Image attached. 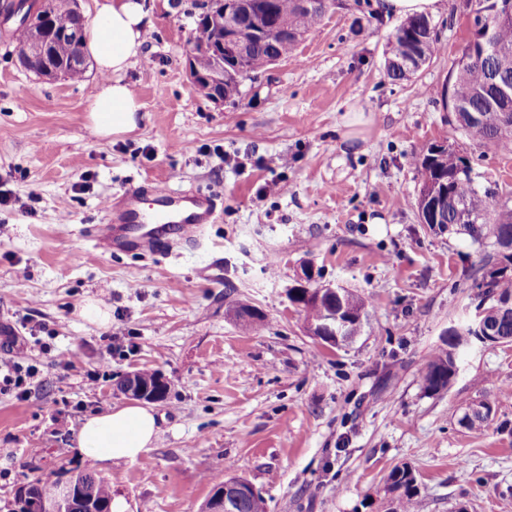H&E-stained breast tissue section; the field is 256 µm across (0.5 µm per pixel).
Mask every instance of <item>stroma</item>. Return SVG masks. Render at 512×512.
<instances>
[{"label":"stroma","mask_w":512,"mask_h":512,"mask_svg":"<svg viewBox=\"0 0 512 512\" xmlns=\"http://www.w3.org/2000/svg\"><path fill=\"white\" fill-rule=\"evenodd\" d=\"M197 2L148 0L149 37L123 75L142 118L109 140L87 121L94 62L82 80L43 79L0 27V361L20 353L35 371L25 392L0 387V512L34 480L93 469L78 431L125 403L118 384L134 371L168 390L152 404L155 443L98 471L127 512H200L228 475L267 512H390L403 465L421 512H512V343L472 342L445 393L422 383L444 331L472 314L496 246L420 223L414 160L453 145L479 188L512 197V153L455 130L440 96L469 37L465 0H440V50L401 81L385 65L397 20L335 0L221 106L187 72ZM276 180L287 193L270 191ZM148 181L217 196L220 220L193 248L97 249L104 201ZM306 264L365 302L361 332L341 345L309 335L289 299ZM90 300L106 325L81 317ZM236 302L260 326L231 317ZM476 399L493 407L480 432L457 422Z\"/></svg>","instance_id":"1"}]
</instances>
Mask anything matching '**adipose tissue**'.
<instances>
[{
	"label": "adipose tissue",
	"mask_w": 512,
	"mask_h": 512,
	"mask_svg": "<svg viewBox=\"0 0 512 512\" xmlns=\"http://www.w3.org/2000/svg\"><path fill=\"white\" fill-rule=\"evenodd\" d=\"M150 25L144 0H96L95 13L85 26V51L107 76L87 105V119L99 137L127 134L138 127L142 105L120 75L138 56ZM157 433L152 408L127 404L88 418L78 432L77 447L101 468L137 458Z\"/></svg>",
	"instance_id": "obj_1"
}]
</instances>
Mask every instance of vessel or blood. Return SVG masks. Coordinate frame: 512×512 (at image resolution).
<instances>
[{"instance_id":"obj_1","label":"vessel or blood","mask_w":512,"mask_h":512,"mask_svg":"<svg viewBox=\"0 0 512 512\" xmlns=\"http://www.w3.org/2000/svg\"><path fill=\"white\" fill-rule=\"evenodd\" d=\"M121 201L117 208L104 202L112 221L91 231L103 250H153L170 240L195 245L207 225L216 223L220 216L215 196L168 185L135 187L127 190Z\"/></svg>"}]
</instances>
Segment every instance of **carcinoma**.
I'll return each mask as SVG.
<instances>
[{"mask_svg":"<svg viewBox=\"0 0 512 512\" xmlns=\"http://www.w3.org/2000/svg\"><path fill=\"white\" fill-rule=\"evenodd\" d=\"M55 10L48 18V27L73 26L80 18L70 9V0H55ZM477 6L476 21L489 37L468 40L462 57L452 70L451 86L443 87L441 97L448 93L463 98L468 111L454 118V126L468 138L491 145L499 150L512 147V20L500 18L499 0H467ZM250 11L232 15L228 25L252 22L256 18L263 27L272 30L288 26L287 39L269 41L257 36L251 42L244 58L247 70L257 73L267 69L274 58H288L296 48L295 37L308 32L325 17L326 0H314V6L303 8L299 0H250ZM430 18H406L394 31L389 42L390 58L386 62L387 75L393 80H408L437 53L439 40L432 33ZM214 38L207 19L200 18L191 32L198 43ZM72 46L57 43L52 65L71 80L83 78L84 65L77 59ZM419 176V194L415 198L422 224H458L474 242L481 244L492 239L499 251L480 267L479 285L487 300V316L493 336L491 344L512 343V311L497 310L500 302L512 299V203L502 205L486 191L480 190L470 177L468 159L456 149L443 144L430 146L415 160ZM445 197L440 209L431 208V201ZM290 300L301 308L306 322H320L323 310L332 306L346 308L348 328L361 330L365 302L355 294L342 290L336 298L323 296L321 303L312 301L307 288L291 289ZM470 342L460 336H450L444 346L436 349L423 370V387L430 395L447 390L456 374L464 351ZM482 413H462L458 423L470 431H481L491 418L493 409L486 400L478 401ZM82 476L90 484L96 498L111 502L109 486L91 472ZM416 479L406 467L395 469L390 475L389 490L394 493L392 512H407L418 506ZM55 495V484L37 479L18 496L19 512H44V502ZM236 512H266L261 496L241 498Z\"/></svg>","mask_w":512,"mask_h":512,"instance_id":"cac0c4a2","label":"carcinoma"}]
</instances>
